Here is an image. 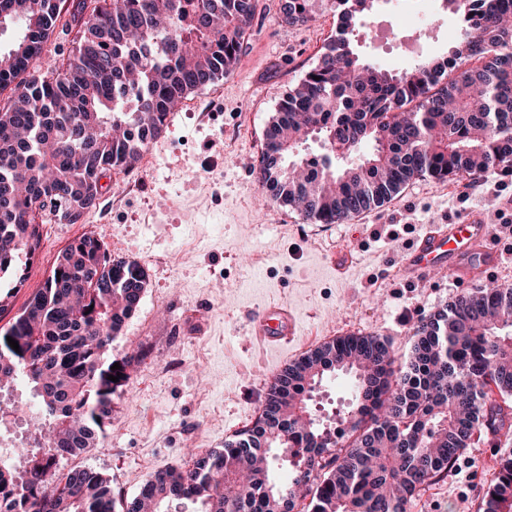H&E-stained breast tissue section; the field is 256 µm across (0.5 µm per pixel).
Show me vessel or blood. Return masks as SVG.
<instances>
[{
	"label": "vessel or blood",
	"mask_w": 512,
	"mask_h": 512,
	"mask_svg": "<svg viewBox=\"0 0 512 512\" xmlns=\"http://www.w3.org/2000/svg\"><path fill=\"white\" fill-rule=\"evenodd\" d=\"M499 245L486 231L481 210H469L448 224L428 225L404 250L398 268L407 280H419L435 273H446L455 283L471 284L499 263ZM252 335L267 348L278 349L299 333L296 313L272 306L254 315Z\"/></svg>",
	"instance_id": "obj_1"
}]
</instances>
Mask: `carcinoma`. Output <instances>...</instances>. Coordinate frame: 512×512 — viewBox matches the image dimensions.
I'll return each instance as SVG.
<instances>
[{
	"instance_id": "cac0c4a2",
	"label": "carcinoma",
	"mask_w": 512,
	"mask_h": 512,
	"mask_svg": "<svg viewBox=\"0 0 512 512\" xmlns=\"http://www.w3.org/2000/svg\"><path fill=\"white\" fill-rule=\"evenodd\" d=\"M256 2L112 0L93 8L77 53L47 78L31 70L59 0H0V32L20 28L0 52V91L13 94L0 111V285L24 282L42 223H78L106 172L134 167L178 102L232 71ZM377 3L281 0L288 25L336 17L318 63L279 103L257 171L272 200L312 224H344L416 177L512 173V0H442L463 34L448 55L400 72L355 50ZM314 137L320 152H302ZM147 288L142 266L84 234L0 332V426L16 423L20 382L39 420L25 421L21 462L0 460V512H115L100 472L59 465L112 423L136 359L112 356V343ZM337 374L354 376L340 435L311 407ZM478 432H512V287L476 288L421 321L403 361L373 335L309 350L274 375L255 427L153 474L123 512H408ZM484 500V512H512V458Z\"/></svg>"
}]
</instances>
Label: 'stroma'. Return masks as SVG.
Masks as SVG:
<instances>
[{
    "instance_id": "35a3bbf8",
    "label": "stroma",
    "mask_w": 512,
    "mask_h": 512,
    "mask_svg": "<svg viewBox=\"0 0 512 512\" xmlns=\"http://www.w3.org/2000/svg\"><path fill=\"white\" fill-rule=\"evenodd\" d=\"M80 0H62L56 28L37 61L41 75L61 71L78 44L84 13ZM281 0H258L240 65L189 95L171 112L153 141L147 163L107 174L95 208L75 224H46L23 285L9 289L0 330L22 313L41 288L57 256L90 233L113 257L163 258L148 269L149 287L113 356L139 355L113 401L112 423L97 447L62 460L61 469L91 468L105 474L117 506L138 495L152 471L180 464L186 445L223 448L250 422L272 375L293 362L297 349L260 351L248 331L253 314L285 303L298 315L302 336L355 329L391 340L407 353L408 323H419L461 295L447 275L402 281L397 265L402 242L389 238L392 224L427 225L458 220L480 206L494 213L496 197L478 182L412 180L390 202L333 225L327 237L309 241L295 229L300 215L277 202L257 206L254 169L264 136L282 97L314 66L336 31L333 14L305 26L279 22ZM428 10L430 35L401 17ZM452 14L438 0H384L365 21L370 38L361 56L388 69L404 67L405 42L419 55L451 44ZM351 262L337 272V250ZM259 255L258 277L239 279L242 254ZM512 435L477 438L447 475L430 485L416 512H483V492Z\"/></svg>"
}]
</instances>
